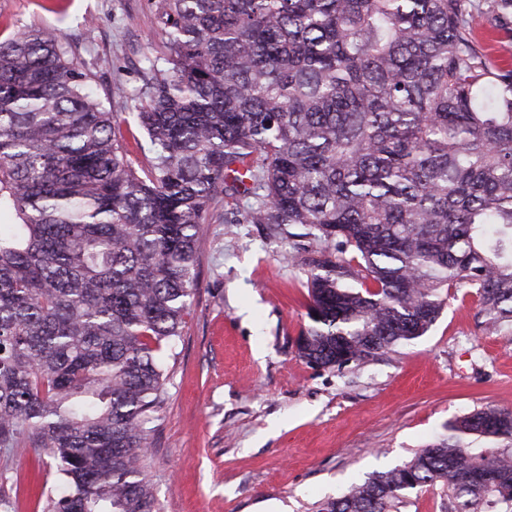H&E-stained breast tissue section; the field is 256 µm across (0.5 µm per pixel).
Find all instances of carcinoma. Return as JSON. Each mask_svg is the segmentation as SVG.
Masks as SVG:
<instances>
[{"instance_id":"obj_1","label":"carcinoma","mask_w":512,"mask_h":512,"mask_svg":"<svg viewBox=\"0 0 512 512\" xmlns=\"http://www.w3.org/2000/svg\"><path fill=\"white\" fill-rule=\"evenodd\" d=\"M135 96L149 168L59 37L0 42V447L58 462L44 512H155L145 461L211 203L299 224L297 356L362 365L427 333L450 288L512 331V67L474 0H153ZM512 34V0H488ZM512 512V411L485 407L316 512ZM507 510H501V506ZM492 19L491 13L478 12L475 15L472 27L473 39L488 52H493L491 51L495 44L493 40L499 37ZM447 497L439 487L423 489L422 492L411 493L400 512H448Z\"/></svg>"}]
</instances>
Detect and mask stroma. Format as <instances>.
Wrapping results in <instances>:
<instances>
[{"label":"stroma","mask_w":512,"mask_h":512,"mask_svg":"<svg viewBox=\"0 0 512 512\" xmlns=\"http://www.w3.org/2000/svg\"><path fill=\"white\" fill-rule=\"evenodd\" d=\"M52 30L107 109L131 111L165 33L149 0H0V41ZM300 226L237 221L218 203L156 413L148 475L159 512H315L352 482L410 461L485 406L512 411V332L488 331L475 289L449 290L422 337L366 365L314 369L295 353L315 249ZM56 462L0 449V499L43 512Z\"/></svg>","instance_id":"1"}]
</instances>
